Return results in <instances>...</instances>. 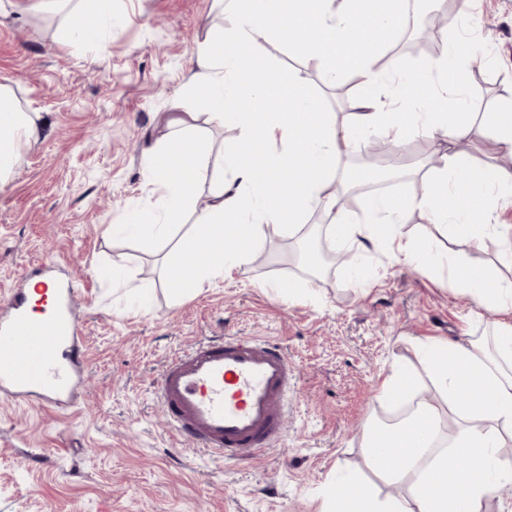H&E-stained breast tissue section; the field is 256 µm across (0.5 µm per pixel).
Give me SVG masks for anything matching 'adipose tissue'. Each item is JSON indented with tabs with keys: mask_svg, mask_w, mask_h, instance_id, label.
<instances>
[{
	"mask_svg": "<svg viewBox=\"0 0 512 512\" xmlns=\"http://www.w3.org/2000/svg\"><path fill=\"white\" fill-rule=\"evenodd\" d=\"M237 2L231 34L205 37L199 45L203 72L191 91L208 107L211 121H235L243 140L223 157L226 178L196 215L182 243L184 260L167 264L181 295L195 294L204 283L249 262L259 249L264 225L294 228L315 206L329 216L331 233L352 244L368 240L406 256L416 252L417 244L404 240L400 226L407 209L420 208L456 241L477 246L485 235L494 234L502 256L512 261V225L472 219L491 198H512V168L498 169L486 179L469 157L443 152L421 197L371 196L361 222L351 221L327 190L337 158L365 133L400 141L422 127L440 132L452 144L487 124L493 129V150L512 159V101L484 116L470 111L465 75L453 67L466 52L460 39L451 38L446 56L431 63L420 78H388L376 68L382 52L377 35L399 25V0ZM111 16L112 0H77L58 40L98 48ZM270 32L286 36L290 48L317 60L327 80L346 73L359 76L355 112L337 122L335 113L295 73L242 70L243 58L264 59L260 36ZM387 81L395 86L391 105L379 94ZM190 128L187 119L175 120L164 146L147 155V177L160 185L162 195L124 227L142 243L161 239L182 222L197 179L208 166ZM37 133L30 114L0 88V179L12 169L19 141ZM448 269L455 286L479 305L512 310V280L471 268L457 255L449 256ZM424 358L444 403L421 398L420 380L412 370L393 369L381 384L380 399H411L415 408L398 424L374 423L364 430L363 453L377 470L378 482L351 480L341 495L326 488L322 512H479L496 483L512 481V466L497 455L504 434H512V324L496 329L488 345L434 341L425 345ZM446 410L461 423L452 439L442 433ZM382 483L400 487V494L381 496Z\"/></svg>",
	"mask_w": 512,
	"mask_h": 512,
	"instance_id": "1",
	"label": "adipose tissue"
}]
</instances>
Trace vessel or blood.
Wrapping results in <instances>:
<instances>
[{
    "label": "vessel or blood",
    "mask_w": 512,
    "mask_h": 512,
    "mask_svg": "<svg viewBox=\"0 0 512 512\" xmlns=\"http://www.w3.org/2000/svg\"><path fill=\"white\" fill-rule=\"evenodd\" d=\"M40 285L53 288V315H29V292L14 288L0 300V391L37 395L62 410L79 382L84 354L72 307L74 288L39 265ZM294 379L288 355L257 337L220 336L174 353L158 374L155 389L173 438L225 461L245 460L273 447L282 434L285 397Z\"/></svg>",
    "instance_id": "b4317fda"
}]
</instances>
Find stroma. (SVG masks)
Here are the masks:
<instances>
[{
    "mask_svg": "<svg viewBox=\"0 0 512 512\" xmlns=\"http://www.w3.org/2000/svg\"><path fill=\"white\" fill-rule=\"evenodd\" d=\"M233 8L232 0H114L99 51L57 43L63 15L0 17V85L38 126L0 186V295L43 259L56 260L77 285L86 361L65 412L0 394V512H321L326 485L374 477L361 432L395 409L378 398L392 367L421 368L422 345L439 338L488 339L502 319L454 288L447 267L380 246L350 250L316 209L289 232L265 225L251 261L188 297L177 296L164 269L187 226L151 250L116 232L159 197L145 155L165 142L173 117L200 111L190 92L197 46L229 27ZM460 18L450 35L485 56L468 75L469 104L497 111L512 99V0H465ZM263 44L267 68L302 77L337 118L351 112L359 89L349 76L329 84L316 61L276 36ZM196 131L210 154L192 204L200 211L241 130L205 120ZM408 142L399 171L352 192L354 216L376 193L423 195L444 146L423 130ZM311 224L328 251H352V261L308 267L299 246ZM402 233L438 258L452 251L512 280L494 236L477 247L452 243L419 210L404 214ZM113 264L125 279L101 275ZM307 283L313 295H300ZM136 288L150 290L148 308L132 305ZM224 335L279 343L295 377L280 443L236 465L174 444L153 394L174 351Z\"/></svg>",
    "mask_w": 512,
    "mask_h": 512,
    "instance_id": "1",
    "label": "stroma"
}]
</instances>
